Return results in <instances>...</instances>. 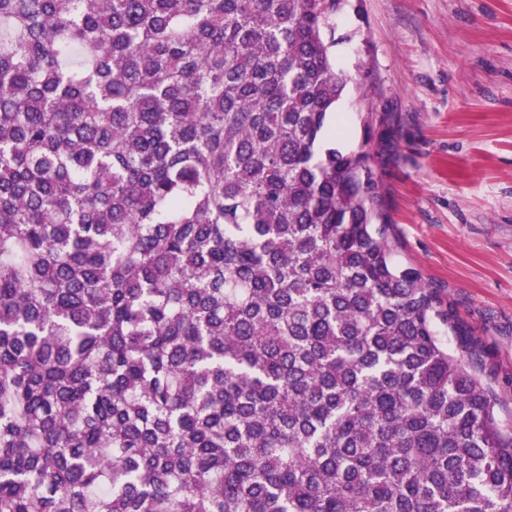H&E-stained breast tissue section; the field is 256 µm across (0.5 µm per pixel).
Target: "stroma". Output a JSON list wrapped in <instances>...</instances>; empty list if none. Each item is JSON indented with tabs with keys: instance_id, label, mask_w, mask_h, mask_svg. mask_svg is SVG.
<instances>
[{
	"instance_id": "35a3bbf8",
	"label": "stroma",
	"mask_w": 512,
	"mask_h": 512,
	"mask_svg": "<svg viewBox=\"0 0 512 512\" xmlns=\"http://www.w3.org/2000/svg\"><path fill=\"white\" fill-rule=\"evenodd\" d=\"M342 150L368 144L395 259L455 315L449 349L490 377L512 426V0H342ZM386 121L365 139L362 115Z\"/></svg>"
}]
</instances>
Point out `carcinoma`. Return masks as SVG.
I'll return each mask as SVG.
<instances>
[{
  "label": "carcinoma",
  "instance_id": "cac0c4a2",
  "mask_svg": "<svg viewBox=\"0 0 512 512\" xmlns=\"http://www.w3.org/2000/svg\"><path fill=\"white\" fill-rule=\"evenodd\" d=\"M339 3L0 0V512H512Z\"/></svg>",
  "mask_w": 512,
  "mask_h": 512
}]
</instances>
